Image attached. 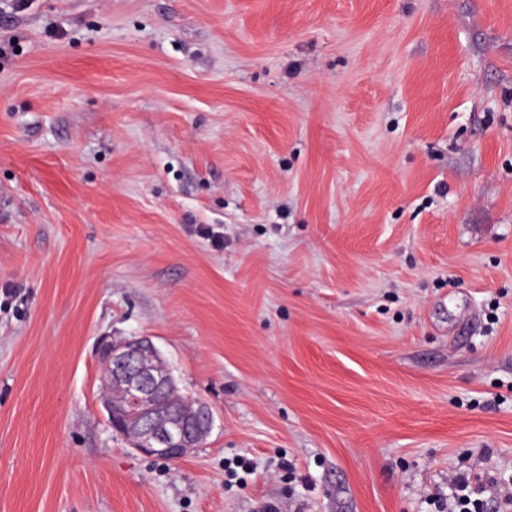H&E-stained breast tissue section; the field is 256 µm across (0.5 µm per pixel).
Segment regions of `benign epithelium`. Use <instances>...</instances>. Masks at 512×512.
I'll return each instance as SVG.
<instances>
[{"mask_svg": "<svg viewBox=\"0 0 512 512\" xmlns=\"http://www.w3.org/2000/svg\"><path fill=\"white\" fill-rule=\"evenodd\" d=\"M98 355L107 421L131 448L176 461L207 439L214 423L211 408L180 393L152 339L106 340Z\"/></svg>", "mask_w": 512, "mask_h": 512, "instance_id": "benign-epithelium-1", "label": "benign epithelium"}]
</instances>
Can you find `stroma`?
Segmentation results:
<instances>
[{"label":"stroma","instance_id":"35a3bbf8","mask_svg":"<svg viewBox=\"0 0 512 512\" xmlns=\"http://www.w3.org/2000/svg\"><path fill=\"white\" fill-rule=\"evenodd\" d=\"M129 336L214 412L184 459L106 420ZM463 465L512 476V0H0V512H433Z\"/></svg>","mask_w":512,"mask_h":512}]
</instances>
